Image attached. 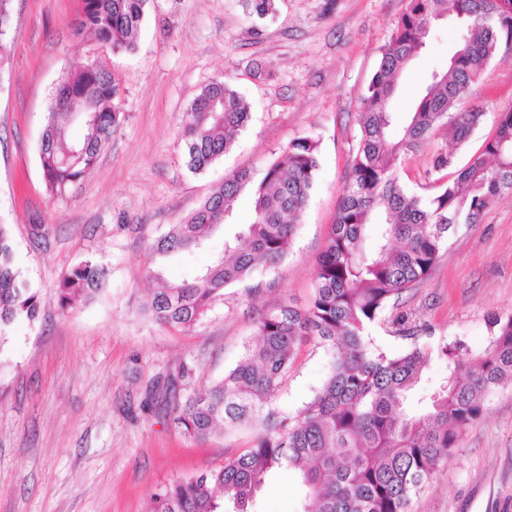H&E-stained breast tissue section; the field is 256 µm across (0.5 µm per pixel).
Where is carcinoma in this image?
<instances>
[{"label":"carcinoma","mask_w":512,"mask_h":512,"mask_svg":"<svg viewBox=\"0 0 512 512\" xmlns=\"http://www.w3.org/2000/svg\"><path fill=\"white\" fill-rule=\"evenodd\" d=\"M150 0H79L77 29L113 53L136 50ZM276 0H244L263 18ZM12 0H0V49L8 34ZM453 12L464 33L445 71L434 72L403 122L390 100L410 61L436 22ZM512 52V0H408L362 97L359 138L334 224L313 273L309 302L283 304L255 319V340L237 365L209 388L164 406L185 435L205 441L249 429L250 447L224 465L177 480L152 495L150 512H259L260 495L282 469L303 489V512H408L469 427L483 416L486 396L512 384V312L492 316L493 339L473 355L460 344L436 350L414 344L385 352L372 345L369 327L390 303L425 280L459 225L480 222L484 209L512 193V109L466 165L439 152L427 171L434 193L419 197L399 181L402 155L421 148L439 129L459 145L484 112L467 100L470 87L500 52ZM89 101L81 116L65 110L63 95ZM123 90L104 66L67 72L52 94L41 134L39 162L47 192L63 196L96 163L122 121ZM249 120V106L228 84L205 86L188 106L182 140L188 166L205 171L232 149ZM79 123L82 134L69 138ZM319 141H291L256 181L245 170L224 178L181 224L152 244L161 257L204 247L224 231V254L192 275L170 281L151 274L154 288L141 313L159 326L193 330L224 289L261 268H276L288 254L297 218L311 195ZM249 190V224L228 225L235 203ZM372 228L370 250L362 246ZM105 270L86 259L64 273L59 305L90 300ZM40 300L14 265L7 225L0 223V343L17 321L35 322ZM314 341L329 356V371L312 397L291 414L274 399L299 346ZM448 361L446 376L427 377L431 359Z\"/></svg>","instance_id":"carcinoma-1"}]
</instances>
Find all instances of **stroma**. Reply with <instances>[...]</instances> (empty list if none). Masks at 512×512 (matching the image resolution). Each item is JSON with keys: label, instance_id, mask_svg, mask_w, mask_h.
<instances>
[{"label": "stroma", "instance_id": "35a3bbf8", "mask_svg": "<svg viewBox=\"0 0 512 512\" xmlns=\"http://www.w3.org/2000/svg\"><path fill=\"white\" fill-rule=\"evenodd\" d=\"M275 14L249 15L243 0H152L136 51L108 54L124 88V120L95 166L62 198L49 196L38 148L51 95L96 46L76 31L77 0H13L8 51L0 61V221L15 264L41 302L36 322H19L0 343V512H145L172 481L243 453V430L197 442L167 414L165 393L187 395L223 377L255 333L258 311L304 306L336 218L359 128L356 114L407 0H278ZM455 19L439 22L403 72L391 107L405 119L431 73L445 70L460 38ZM223 79L248 102L250 119L233 149L207 171L186 165L181 130L201 88ZM484 117L469 142L439 131L404 155L402 184L426 197L434 154L466 164L512 108V56L492 61L468 94ZM301 136L320 141V165L298 231L273 271L226 288L189 332L138 312L149 272L180 280L221 255L207 249L163 259L151 245L182 223L235 170L261 178ZM107 270L92 300L64 310L63 273L86 257ZM512 311V194L492 202L479 224L460 226L431 275L404 293L371 328L375 345L408 349L394 318L420 328L431 347L459 341L472 352L492 339L491 313ZM309 342L277 393L296 411L328 372ZM191 375L180 378L181 367ZM263 512H302L295 476L284 471L263 493ZM410 512H512V386L488 395L483 419Z\"/></svg>", "mask_w": 512, "mask_h": 512}]
</instances>
